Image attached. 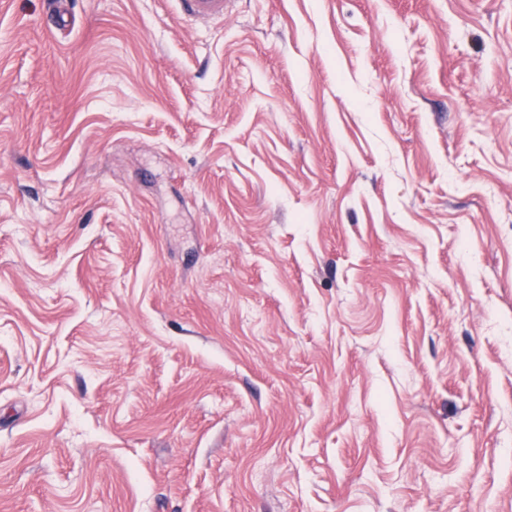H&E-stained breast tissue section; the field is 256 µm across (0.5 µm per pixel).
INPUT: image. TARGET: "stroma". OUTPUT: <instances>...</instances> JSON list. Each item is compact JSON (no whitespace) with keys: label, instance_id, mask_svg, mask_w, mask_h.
Instances as JSON below:
<instances>
[{"label":"stroma","instance_id":"1","mask_svg":"<svg viewBox=\"0 0 512 512\" xmlns=\"http://www.w3.org/2000/svg\"><path fill=\"white\" fill-rule=\"evenodd\" d=\"M512 0H0V512H512ZM183 11L196 20H220L230 0H178Z\"/></svg>","mask_w":512,"mask_h":512}]
</instances>
